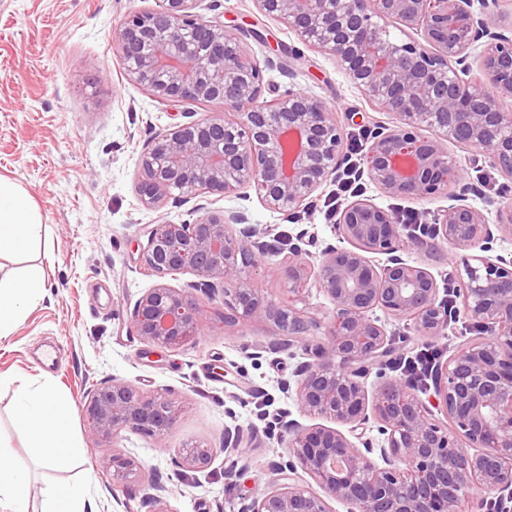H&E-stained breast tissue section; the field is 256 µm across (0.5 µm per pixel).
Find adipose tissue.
I'll return each instance as SVG.
<instances>
[{
    "label": "adipose tissue",
    "instance_id": "adipose-tissue-1",
    "mask_svg": "<svg viewBox=\"0 0 512 512\" xmlns=\"http://www.w3.org/2000/svg\"><path fill=\"white\" fill-rule=\"evenodd\" d=\"M45 226L27 191L0 179V258L10 261L37 246ZM43 265L11 270L0 278V338L14 330L26 309L48 293ZM73 406L51 384L19 388L13 424L28 435L40 462L50 468L86 461L81 440L72 427ZM29 476L0 448V512H29Z\"/></svg>",
    "mask_w": 512,
    "mask_h": 512
}]
</instances>
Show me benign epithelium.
<instances>
[{
	"label": "benign epithelium",
	"mask_w": 512,
	"mask_h": 512,
	"mask_svg": "<svg viewBox=\"0 0 512 512\" xmlns=\"http://www.w3.org/2000/svg\"><path fill=\"white\" fill-rule=\"evenodd\" d=\"M200 0H160L153 11L130 15L115 31L125 75L166 102L219 101L233 113L190 118L156 135L139 155L138 195L158 209L178 191L250 199L267 210L307 211L316 191L336 180L346 155L345 129L317 96L289 88L274 103L261 99L266 58L250 59L241 39L197 14ZM257 9L288 26L306 46L332 56L392 124L366 127V173L391 198H443L424 234L414 235L398 212L368 199L338 214V244L317 248L307 228L288 236L280 264L288 304L268 300L245 269L265 255L271 232L248 223L245 210L208 209L193 222L157 224L136 242L145 268L164 278L191 271L186 288L158 283L134 304L129 322L142 341L171 349L201 335L193 292L224 295V321L266 318L303 348L309 360L294 372L301 414L322 424L280 421L285 459L282 482L243 498L240 512H330L328 501L349 512H463L475 503L512 494V200L485 211L469 202L479 188L461 176L463 149L474 163L499 171L512 185V35L499 18L512 17V0H254ZM390 20L421 36L394 39ZM476 54V64L468 63ZM316 251H311V248ZM463 251L453 274L463 292L464 317L486 336L436 361L424 399L408 377L386 365L409 338H393L375 312L412 321L416 335L434 344L448 335V305L427 268L398 252ZM387 256L380 264L372 255ZM333 304L331 319L300 314L295 298L309 289ZM323 330L312 346L307 337ZM377 369V384L366 380ZM439 411L450 422L435 417ZM91 434L109 440L129 431L162 446L174 402L119 379L96 388L83 406ZM377 429L379 439L366 436ZM258 431L224 428V477L237 481L247 466L236 451ZM214 449L184 448V470L208 465ZM113 480L142 471L114 458ZM302 468L317 489L293 483Z\"/></svg>",
	"instance_id": "benign-epithelium-1"
}]
</instances>
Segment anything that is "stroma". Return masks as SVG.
Returning a JSON list of instances; mask_svg holds the SVG:
<instances>
[{"mask_svg":"<svg viewBox=\"0 0 512 512\" xmlns=\"http://www.w3.org/2000/svg\"><path fill=\"white\" fill-rule=\"evenodd\" d=\"M157 6V0H0V177L23 186L43 218L45 246L19 263L44 264L50 283L48 296L0 342V443L29 473L30 512H42L52 487L74 483L86 486L96 512H151L144 499L149 477L164 485L167 512H239L242 497L275 480L271 465L283 448L274 436L242 443L238 454L248 469L227 484L225 427L262 428L280 413L311 422L298 411L294 393L282 390L306 356L298 348L275 350L281 333L267 319L225 323L223 298L198 292L202 334L196 343L171 351L130 332L129 314L148 288L160 281L183 288L194 279L188 271L162 280L148 273L135 251L137 238L156 224L193 221L200 204H244L207 194H177L155 211L140 203L136 162L147 143L184 113L224 111L217 102H163L125 78L113 33L130 12ZM198 11L237 29L249 55L276 61L266 82L317 95L339 116L366 112L390 122L333 57L302 45L254 0H201ZM244 205L251 223L274 225L281 237L299 230L258 199ZM281 260L271 253L247 270L278 303L288 299ZM258 344L265 347L262 358L249 359L248 349ZM114 378L179 405L164 445L133 432L109 441L92 436L82 407L89 392ZM47 379L76 407L73 428L86 449L82 466L43 467L13 426L18 387ZM192 445L216 453L207 467L184 474L174 458ZM116 456L142 464L144 477L113 481Z\"/></svg>","mask_w":512,"mask_h":512,"instance_id":"stroma-1","label":"stroma"}]
</instances>
